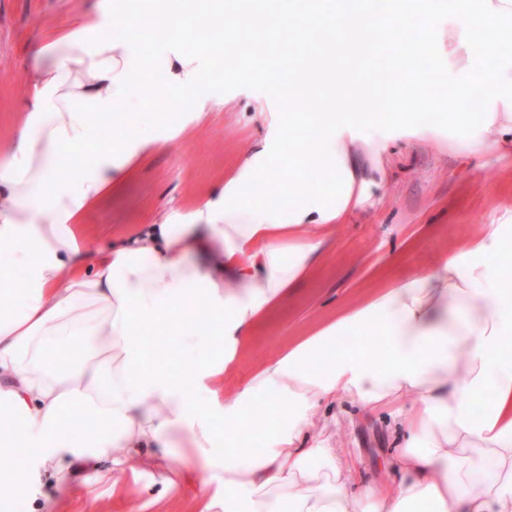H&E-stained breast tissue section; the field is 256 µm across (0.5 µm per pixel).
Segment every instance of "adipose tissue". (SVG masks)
<instances>
[{
    "label": "adipose tissue",
    "mask_w": 512,
    "mask_h": 512,
    "mask_svg": "<svg viewBox=\"0 0 512 512\" xmlns=\"http://www.w3.org/2000/svg\"><path fill=\"white\" fill-rule=\"evenodd\" d=\"M137 7L98 0L40 37L22 73L28 95L14 137L0 150V451H26L0 472V512H12L34 475H76L105 458L116 472L136 459L173 484L167 462L176 452L224 488L198 512H420L427 502L438 512H512V264L504 261L512 208L463 251L396 280L264 365L233 404L221 389L254 325L315 269L335 226L384 188L387 142L378 131L407 124L410 98L458 73V97L478 102L481 117L449 114L457 149L512 154V0H382L378 8L339 0L337 10L300 19L303 27L338 24L341 42L355 48L370 27L396 33L404 19L418 20L421 39L407 49L402 80L387 79L388 56L373 79L324 68L319 58L299 77L324 94L346 88L382 97L384 118L272 117L270 138L202 205L90 252L78 237L86 210L121 191L134 159L175 137L180 114H204L212 43L189 51L174 33L224 25V0H153L147 17L162 52L129 35L100 40ZM151 68L163 72L162 84L147 81ZM166 98L169 111L137 123L134 108ZM96 116L121 118V138L92 143ZM286 125L309 130L312 145L296 144L284 171ZM146 322L174 342L178 370L148 366L133 338ZM347 326L380 336L382 357L338 349L336 334ZM479 394L488 402L478 413ZM340 396L388 411L398 482L355 486L318 415ZM261 400L273 408L262 448L215 457L214 417L243 427Z\"/></svg>",
    "instance_id": "obj_1"
}]
</instances>
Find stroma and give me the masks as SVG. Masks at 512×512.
<instances>
[{
	"label": "stroma",
	"mask_w": 512,
	"mask_h": 512,
	"mask_svg": "<svg viewBox=\"0 0 512 512\" xmlns=\"http://www.w3.org/2000/svg\"><path fill=\"white\" fill-rule=\"evenodd\" d=\"M97 0H0V146L13 134L14 114L26 98L20 78L32 42L58 24L65 12L93 9ZM223 105L212 93L206 119L188 122L165 148L133 165L119 197L106 198L83 218V244L106 246L113 235L160 216L163 208L187 212L210 189L233 175L241 154L260 145L271 129L264 120L277 111L267 94L232 90ZM432 91L408 107L414 118L430 116L437 132L420 137L411 127H387V183L375 201L337 225L321 264L291 288L287 298L253 329L224 372V400L268 362L339 317L365 306L397 279L428 272L445 257L481 237L512 206V156L487 151L459 152L441 115L430 112ZM337 447L355 465L358 484L390 482L393 429L384 415L367 412L346 398L322 409ZM217 487L196 474L191 493L167 491L159 473L128 465L112 471L111 461L73 476L61 472L40 480L35 493L16 501L14 512H194L197 500Z\"/></svg>",
	"instance_id": "35a3bbf8"
}]
</instances>
